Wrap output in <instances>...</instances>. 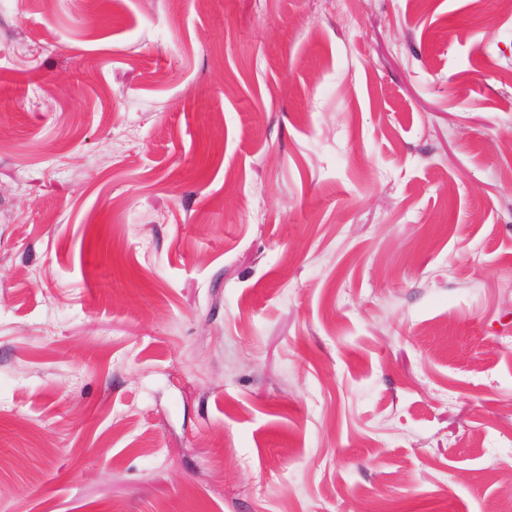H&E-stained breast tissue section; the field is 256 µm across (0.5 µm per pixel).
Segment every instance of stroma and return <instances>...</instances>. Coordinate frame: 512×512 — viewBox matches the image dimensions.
<instances>
[{"label": "stroma", "instance_id": "obj_1", "mask_svg": "<svg viewBox=\"0 0 512 512\" xmlns=\"http://www.w3.org/2000/svg\"><path fill=\"white\" fill-rule=\"evenodd\" d=\"M0 512H512V0H0Z\"/></svg>", "mask_w": 512, "mask_h": 512}]
</instances>
